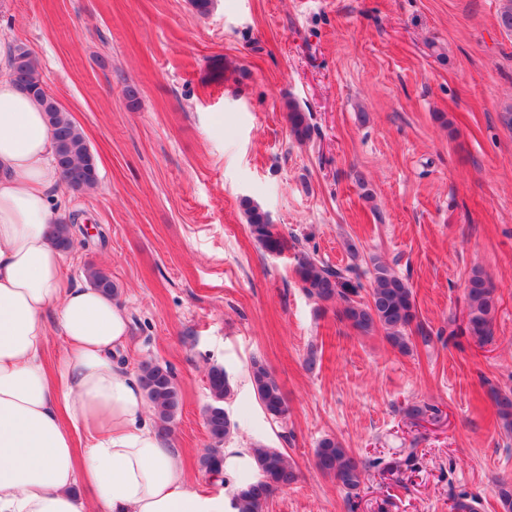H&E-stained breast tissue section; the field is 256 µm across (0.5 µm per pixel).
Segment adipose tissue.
I'll use <instances>...</instances> for the list:
<instances>
[{"label": "adipose tissue", "instance_id": "adipose-tissue-1", "mask_svg": "<svg viewBox=\"0 0 512 512\" xmlns=\"http://www.w3.org/2000/svg\"><path fill=\"white\" fill-rule=\"evenodd\" d=\"M11 53L0 40V512H234L223 493L189 486L137 376L114 364L126 312L65 281L47 236L59 215L51 131L13 83ZM50 309L64 340L51 371Z\"/></svg>", "mask_w": 512, "mask_h": 512}]
</instances>
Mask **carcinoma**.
Masks as SVG:
<instances>
[{"label":"carcinoma","instance_id":"1","mask_svg":"<svg viewBox=\"0 0 512 512\" xmlns=\"http://www.w3.org/2000/svg\"><path fill=\"white\" fill-rule=\"evenodd\" d=\"M12 77L20 91L31 96L45 112L51 129L55 157L60 176L74 192H83L98 182L97 162L90 152L87 141L74 124L45 90V82L37 60L23 46L15 49ZM287 119L290 135L298 142L311 139L312 127L306 112L299 103H287ZM244 213L251 234L270 253H278L283 239L272 224L269 214L252 201L243 200ZM79 224L76 215L60 218L49 225V236L54 245L67 251L73 246ZM351 263L334 267L308 252L300 253L294 266L298 284L305 294L321 303L340 305L337 316L362 335L380 329L388 342L407 353L410 350V329L416 320L414 296L408 282L381 259H371L368 300H361V273L359 251L355 244H347ZM86 280L90 287L112 297L118 286L103 269L86 268ZM465 332L480 344L493 339V323L497 310L495 286L480 269L472 271L466 287ZM250 378L253 389L264 410L272 417L282 418L288 411L283 392L272 373L261 362H251ZM139 379L156 415L161 435L172 432L182 395L171 371L158 364L140 366ZM207 384L211 402L205 408V427L211 440L210 448L200 459L206 474H222L224 453L222 446L234 429L224 400L231 394V384L224 367L213 365L207 372ZM491 398L505 426L512 429V390L491 391ZM258 478L237 487L232 493V505L236 512H263L273 493L286 488L297 480V474L288 456L277 448L260 446L251 449ZM316 469L325 477L336 480V485L355 495L368 479V462L354 455L334 437L322 439L314 453Z\"/></svg>","mask_w":512,"mask_h":512}]
</instances>
